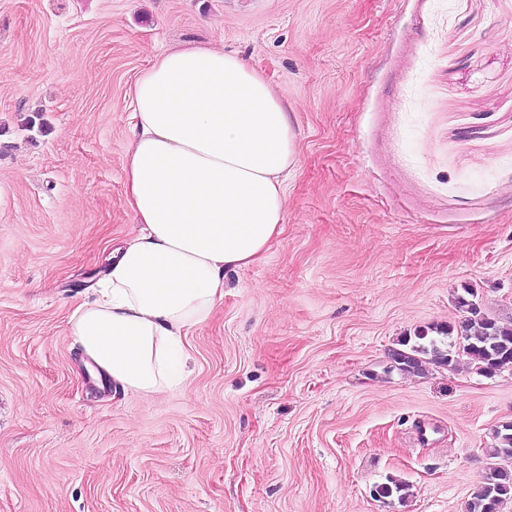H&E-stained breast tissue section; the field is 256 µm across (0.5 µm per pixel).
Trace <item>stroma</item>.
<instances>
[{
    "label": "stroma",
    "mask_w": 512,
    "mask_h": 512,
    "mask_svg": "<svg viewBox=\"0 0 512 512\" xmlns=\"http://www.w3.org/2000/svg\"><path fill=\"white\" fill-rule=\"evenodd\" d=\"M197 44L288 96L283 232L181 387L102 390L68 321L137 229L128 88ZM467 286L512 319V0H0V512H466L512 373L388 353Z\"/></svg>",
    "instance_id": "stroma-1"
}]
</instances>
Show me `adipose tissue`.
Wrapping results in <instances>:
<instances>
[{
  "instance_id": "adipose-tissue-1",
  "label": "adipose tissue",
  "mask_w": 512,
  "mask_h": 512,
  "mask_svg": "<svg viewBox=\"0 0 512 512\" xmlns=\"http://www.w3.org/2000/svg\"><path fill=\"white\" fill-rule=\"evenodd\" d=\"M128 98L125 198L139 224L69 318L80 351L123 392L182 382V338L224 299V274L260 261L285 222L298 164L288 101L211 46L156 54Z\"/></svg>"
}]
</instances>
